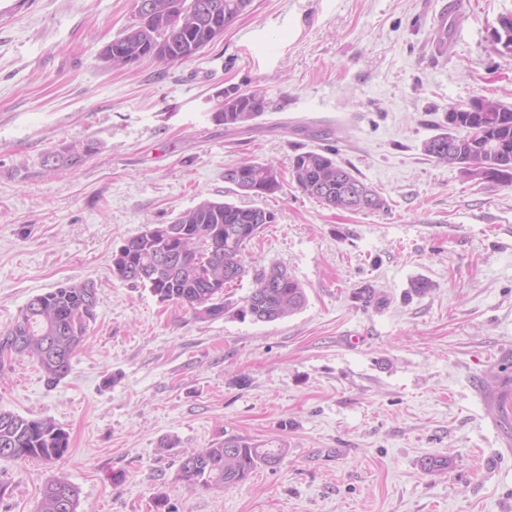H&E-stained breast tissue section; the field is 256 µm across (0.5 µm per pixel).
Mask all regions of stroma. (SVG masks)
I'll list each match as a JSON object with an SVG mask.
<instances>
[{"label": "stroma", "instance_id": "obj_1", "mask_svg": "<svg viewBox=\"0 0 512 512\" xmlns=\"http://www.w3.org/2000/svg\"><path fill=\"white\" fill-rule=\"evenodd\" d=\"M505 15L512 0H251L196 59L115 69L100 52L132 0H0V331L34 295H98L66 378L47 386L26 356L0 372V411L69 435L61 458L0 460V512H35L54 478L78 512H512V185L423 151L450 106L512 107L491 36ZM231 88L265 94L251 127L213 121ZM89 140L83 165L44 167ZM326 147L386 208L338 211L291 182L292 156ZM247 160L281 191L230 192L225 168ZM205 199L275 215L208 321L112 273L126 240ZM271 263L305 306L241 319ZM231 437L288 453L221 491L177 481L185 452Z\"/></svg>", "mask_w": 512, "mask_h": 512}]
</instances>
